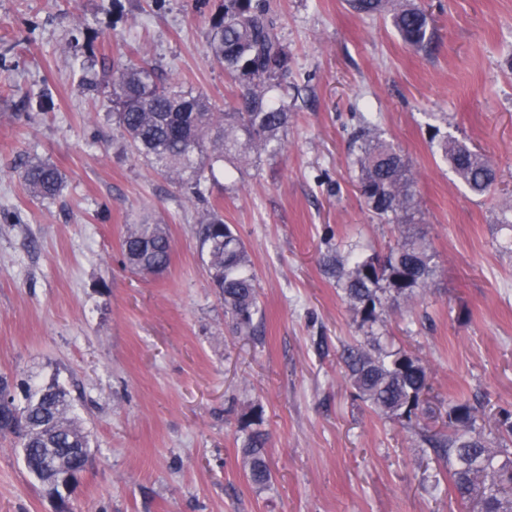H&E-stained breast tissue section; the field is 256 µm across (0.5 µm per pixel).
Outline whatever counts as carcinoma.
<instances>
[{
	"label": "carcinoma",
	"mask_w": 512,
	"mask_h": 512,
	"mask_svg": "<svg viewBox=\"0 0 512 512\" xmlns=\"http://www.w3.org/2000/svg\"><path fill=\"white\" fill-rule=\"evenodd\" d=\"M350 5L366 15L389 11L401 40L413 49L431 42V14L421 4L350 0ZM208 53L240 86L237 101L223 109L180 82L159 81L153 70L133 60L103 72L101 78V85L111 89L113 115L132 151L199 197L202 184L216 178V167L227 162L239 172L252 151L279 154L292 114L288 97L269 96L270 88L282 86L290 72V57L269 0H224L210 19ZM375 128L373 118L362 116L351 134V145L358 150V190L368 210L380 223L396 225L399 235L382 256L350 253L344 262L330 252L322 257L350 309L371 326L381 320L390 298L412 301L428 288L436 267L430 244L403 224L404 215L418 204L412 165L397 146L374 133ZM429 132L471 192L483 195L492 189L497 172L486 155L435 126ZM21 178L36 197L52 198L63 189L61 172L49 162H29ZM198 224L211 282L224 300V316L234 331L247 332L259 311V293L244 242L213 206L200 215ZM172 250L166 225L144 217L127 226L122 255L131 271L164 272ZM342 359L358 396L375 413L397 421L425 414L428 372L409 350L385 351L371 332L365 346L344 349ZM15 388L13 380L0 375V435L18 440L26 468L59 498L64 510L62 490L76 484L89 460L88 436L72 414L65 388L55 383L28 385L22 406L15 402ZM478 419L474 404L455 401L448 405L449 432L425 434L423 440L448 461L463 512H512V412L500 410L495 431L487 436ZM260 424L258 408L244 417L242 454L249 480L266 485L272 475L268 436Z\"/></svg>",
	"instance_id": "cac0c4a2"
}]
</instances>
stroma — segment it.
<instances>
[{
  "mask_svg": "<svg viewBox=\"0 0 512 512\" xmlns=\"http://www.w3.org/2000/svg\"><path fill=\"white\" fill-rule=\"evenodd\" d=\"M222 0H0V373L73 398L90 438L72 512H459L446 462L408 422L374 413L340 359L366 341L322 253L385 251L398 231L355 189L350 134L374 113L417 178L415 217L436 254L423 295L389 306L387 344L429 369V413L481 400L512 410V0H424L431 50L347 0H271L296 90L287 146L202 199L135 157L103 67L142 61L163 80L235 102L208 54ZM488 156L477 196L429 143V126ZM62 173L54 198L20 173ZM245 243L257 274L254 332L234 333L196 234L205 204ZM166 224L168 271L122 265L125 227ZM263 411L272 481L245 476L241 417ZM0 512H58L0 436ZM21 178L28 191L36 197L52 198L63 189L61 172L49 162H29L22 171Z\"/></svg>",
  "mask_w": 512,
  "mask_h": 512,
  "instance_id": "obj_1",
  "label": "stroma"
}]
</instances>
